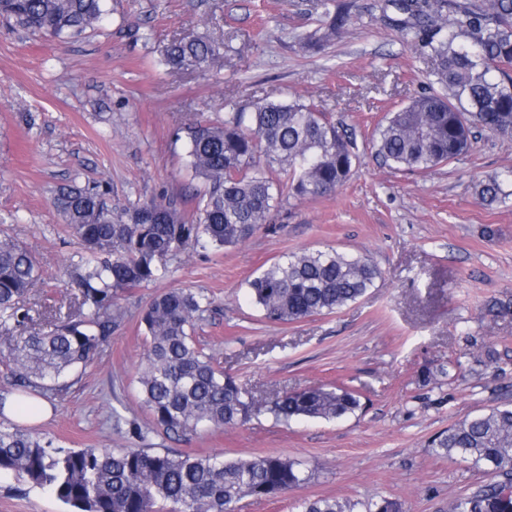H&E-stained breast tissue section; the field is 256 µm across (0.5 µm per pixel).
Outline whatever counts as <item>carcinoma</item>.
Wrapping results in <instances>:
<instances>
[{
	"mask_svg": "<svg viewBox=\"0 0 512 512\" xmlns=\"http://www.w3.org/2000/svg\"><path fill=\"white\" fill-rule=\"evenodd\" d=\"M321 27L300 45L319 51L351 21L337 0H324ZM390 24L417 42L431 64L432 88L388 113L369 146L394 171L423 172L465 155L481 130L512 136V0L451 4L448 0H387ZM453 17H448V13ZM105 0H0V17L44 36L80 34L105 19ZM223 59L205 37L174 38L163 49L172 69L207 72ZM186 167L205 184L195 219L174 202L130 204L115 212L99 189L60 190L56 208L81 251L68 267L78 307L47 332L15 336L25 325L29 290L41 279L31 252L0 233V345L7 349L10 393L60 398L124 326L120 292L165 278L171 264L198 247L232 246L269 223L283 195L311 199L336 192L351 178L360 149L354 134L312 103L262 98L185 128ZM512 171L479 179L486 205L512 199ZM369 259L335 250H303L248 283L264 318L288 324L335 313L375 287ZM210 301L178 288L151 298L140 312L146 351L137 368L151 432L168 438L222 429L269 413L279 422L335 420L355 412L358 397L341 387L285 391L259 403L194 339L208 321ZM488 315L512 316V298L495 299ZM430 447L459 457L487 476L448 512H512V406L467 416L438 433ZM15 473L50 491L75 512H233L247 497L278 495L308 482L296 460L266 454L160 452L151 448L54 446L28 429L0 423V473ZM301 512H353L335 499H306Z\"/></svg>",
	"mask_w": 512,
	"mask_h": 512,
	"instance_id": "carcinoma-1",
	"label": "carcinoma"
}]
</instances>
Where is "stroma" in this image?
<instances>
[{
  "label": "stroma",
  "mask_w": 512,
  "mask_h": 512,
  "mask_svg": "<svg viewBox=\"0 0 512 512\" xmlns=\"http://www.w3.org/2000/svg\"><path fill=\"white\" fill-rule=\"evenodd\" d=\"M324 0H107L104 26L46 38L0 18V220L36 257L42 278L26 305L35 323L68 309L78 292L65 271L78 250L53 200L69 185H103L114 210L175 200L193 214L201 188L177 137L200 118L270 95L313 101L363 145L386 112L430 87L431 62L388 25L382 0H346L351 22L330 45L304 51ZM220 44L218 69L164 65L174 38ZM512 170V137L478 134L461 159L427 172H396L368 149L350 181L328 196L283 201L269 226L236 245L182 256L170 278L121 293L123 329L50 417L32 430L59 446L159 448L225 458L276 454L311 478L240 512H298L333 498L365 512L386 497L403 512H448L484 481L431 438L452 423L512 403V317L484 307L512 297V205L486 206L473 184ZM333 249L379 268L358 302L324 316L271 324L247 282L292 252ZM170 288L203 292L212 312L197 337L257 401L314 385L356 392L355 413L281 424L267 414L191 439H139L149 426L136 367L145 341L139 313ZM496 361L480 362L486 348ZM447 376L424 382L427 371ZM125 418L117 425L112 410ZM0 512H67L51 493L0 475Z\"/></svg>",
  "instance_id": "stroma-1"
}]
</instances>
